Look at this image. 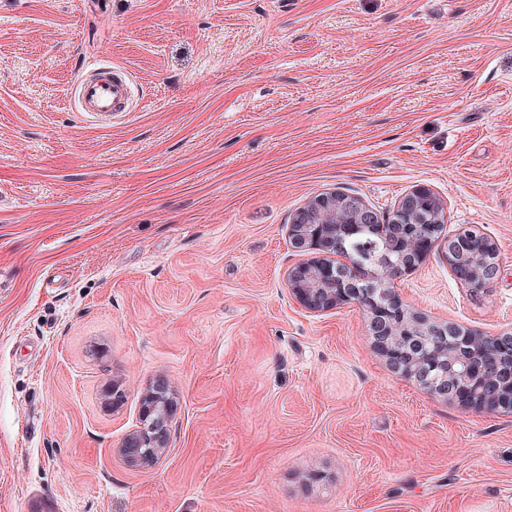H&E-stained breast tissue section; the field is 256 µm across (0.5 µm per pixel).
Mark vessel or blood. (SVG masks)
<instances>
[{
	"instance_id": "b4317fda",
	"label": "vessel or blood",
	"mask_w": 512,
	"mask_h": 512,
	"mask_svg": "<svg viewBox=\"0 0 512 512\" xmlns=\"http://www.w3.org/2000/svg\"><path fill=\"white\" fill-rule=\"evenodd\" d=\"M89 73L77 86L83 112L101 121H109L128 110L130 84L116 70L93 63Z\"/></svg>"
}]
</instances>
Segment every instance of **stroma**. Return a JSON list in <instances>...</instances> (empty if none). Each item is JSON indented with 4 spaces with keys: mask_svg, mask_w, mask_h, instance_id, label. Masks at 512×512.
Listing matches in <instances>:
<instances>
[{
    "mask_svg": "<svg viewBox=\"0 0 512 512\" xmlns=\"http://www.w3.org/2000/svg\"><path fill=\"white\" fill-rule=\"evenodd\" d=\"M122 69L104 124L75 87ZM425 187L407 307L512 333V0H0V512H512V413L394 372L354 304L303 307L318 194ZM165 379L155 466L118 450ZM476 236L461 239L454 236L450 239V243H456L458 248V264L456 265L453 259V253L451 252V248L449 251L448 247V266L450 271L453 273V268L455 271L456 278L461 283H470L471 281H478L482 277H484V271L487 263L492 260V257L488 254L485 249V244L487 243V239L484 235L474 231ZM489 251H495L493 244L488 241ZM480 274L482 277H480Z\"/></svg>",
    "mask_w": 512,
    "mask_h": 512,
    "instance_id": "obj_1",
    "label": "stroma"
}]
</instances>
